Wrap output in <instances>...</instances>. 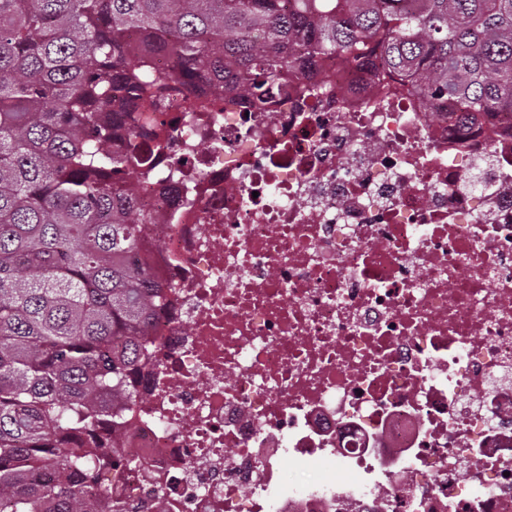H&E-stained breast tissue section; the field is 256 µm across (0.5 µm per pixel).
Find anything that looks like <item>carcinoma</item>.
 <instances>
[{
	"mask_svg": "<svg viewBox=\"0 0 512 512\" xmlns=\"http://www.w3.org/2000/svg\"><path fill=\"white\" fill-rule=\"evenodd\" d=\"M175 62L163 75L148 58ZM375 56L430 100L512 112V0H0V512H95L120 462L98 433L149 358L164 287L132 265L141 113L210 82L258 106L288 71ZM121 99L127 149L102 113Z\"/></svg>",
	"mask_w": 512,
	"mask_h": 512,
	"instance_id": "obj_1",
	"label": "carcinoma"
}]
</instances>
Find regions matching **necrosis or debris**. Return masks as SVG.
Instances as JSON below:
<instances>
[{
    "instance_id": "1",
    "label": "necrosis or debris",
    "mask_w": 512,
    "mask_h": 512,
    "mask_svg": "<svg viewBox=\"0 0 512 512\" xmlns=\"http://www.w3.org/2000/svg\"><path fill=\"white\" fill-rule=\"evenodd\" d=\"M210 89L222 111L145 115L140 255L172 302L111 512H512V113L338 58L266 111Z\"/></svg>"
}]
</instances>
